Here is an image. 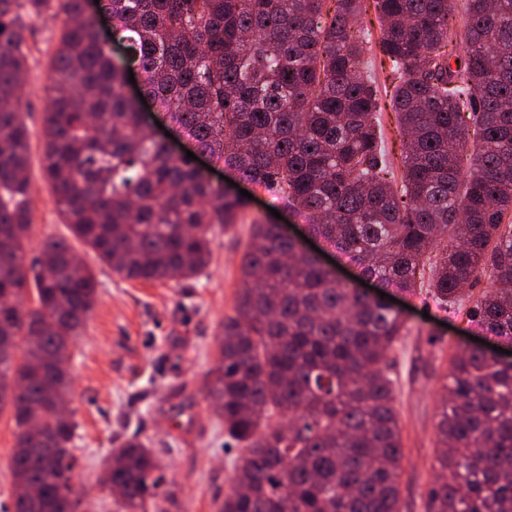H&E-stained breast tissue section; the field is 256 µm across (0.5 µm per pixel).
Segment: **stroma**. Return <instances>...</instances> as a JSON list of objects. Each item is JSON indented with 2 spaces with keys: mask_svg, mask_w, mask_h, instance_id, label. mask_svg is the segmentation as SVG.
I'll use <instances>...</instances> for the list:
<instances>
[{
  "mask_svg": "<svg viewBox=\"0 0 512 512\" xmlns=\"http://www.w3.org/2000/svg\"><path fill=\"white\" fill-rule=\"evenodd\" d=\"M27 57L24 117L32 132L27 259L43 240L69 232L54 203L42 169L41 118L46 108L52 58L60 37L54 11L24 17ZM277 201L257 191L233 230H216L212 259L198 278L142 283L113 274L88 247L74 242L94 269L97 297L81 334L70 345L68 408L78 424L76 491L83 512H116L102 484L104 461L117 441L137 438L161 460L178 498L177 512H216L233 488L237 449L225 446L224 422L207 395L209 371L217 357V337L232 314L241 286L239 261L253 219L274 223ZM404 307L406 330L388 354L395 383V406L403 446L401 512H427V492L440 472L436 458L442 386L466 327L421 293L395 297Z\"/></svg>",
  "mask_w": 512,
  "mask_h": 512,
  "instance_id": "1",
  "label": "stroma"
}]
</instances>
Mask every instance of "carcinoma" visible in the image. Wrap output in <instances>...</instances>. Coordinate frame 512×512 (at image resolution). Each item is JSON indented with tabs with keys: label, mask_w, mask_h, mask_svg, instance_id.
Listing matches in <instances>:
<instances>
[{
	"label": "carcinoma",
	"mask_w": 512,
	"mask_h": 512,
	"mask_svg": "<svg viewBox=\"0 0 512 512\" xmlns=\"http://www.w3.org/2000/svg\"><path fill=\"white\" fill-rule=\"evenodd\" d=\"M462 2L464 39L452 20ZM56 3L61 35L42 167L64 223L127 280L194 279L211 233L248 201L155 137L128 70L197 150L264 190L383 288L424 282L441 307L512 345V0H0V415L14 421L11 512H79L65 368L96 300L63 239L34 265L22 14ZM380 24L358 26L369 11ZM119 43L123 54L112 55ZM390 66L404 134L397 178L364 66ZM478 129L469 141L468 124ZM470 155L468 167L461 156ZM442 255L430 258L443 240ZM490 290L463 304L482 275ZM209 398L241 452L218 512H400L403 448L387 354L406 320L336 279L278 224H252ZM428 512H512V364L462 341L444 385ZM104 484L117 512L175 504L161 461L129 438Z\"/></svg>",
	"instance_id": "carcinoma-1"
}]
</instances>
